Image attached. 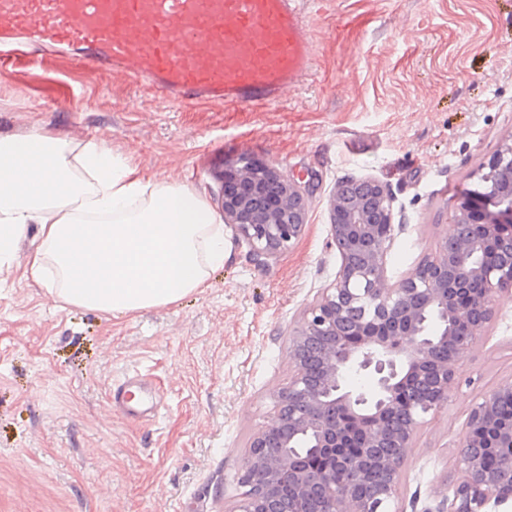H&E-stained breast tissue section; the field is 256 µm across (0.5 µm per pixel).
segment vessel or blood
<instances>
[{"label": "vessel or blood", "mask_w": 512, "mask_h": 512, "mask_svg": "<svg viewBox=\"0 0 512 512\" xmlns=\"http://www.w3.org/2000/svg\"><path fill=\"white\" fill-rule=\"evenodd\" d=\"M301 0H0V60L72 51L88 66L161 93L173 105L234 103L262 112L309 72ZM133 420L151 408L113 386Z\"/></svg>", "instance_id": "b4317fda"}]
</instances>
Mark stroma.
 <instances>
[{
  "mask_svg": "<svg viewBox=\"0 0 512 512\" xmlns=\"http://www.w3.org/2000/svg\"><path fill=\"white\" fill-rule=\"evenodd\" d=\"M314 64L265 112L176 107L61 54L0 79V137L38 132L80 152L91 140L220 209L216 173L250 155L310 202L302 235L260 265L226 230L224 265L179 303L112 317L49 296L27 271L38 225L0 273V512H234L254 432L292 374L289 331L334 281L327 210L338 181L387 184L406 224L388 254L408 276L450 234L459 194L512 136V0H303ZM424 415L395 512H431L459 477L472 406L512 380V295ZM146 378L158 403L135 421L109 389Z\"/></svg>",
  "mask_w": 512,
  "mask_h": 512,
  "instance_id": "obj_1",
  "label": "stroma"
}]
</instances>
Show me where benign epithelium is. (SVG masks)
I'll return each instance as SVG.
<instances>
[{
	"mask_svg": "<svg viewBox=\"0 0 512 512\" xmlns=\"http://www.w3.org/2000/svg\"><path fill=\"white\" fill-rule=\"evenodd\" d=\"M225 225L258 261L278 259L303 233L309 202L298 182L251 156L219 174ZM480 188L461 197L453 233L407 277L393 283L387 256L395 238L394 197L375 178L341 181L328 199L332 243L341 264L331 287L289 332L294 367L274 394V418L252 437L235 512H385L398 495L401 468L423 415L448 402L454 365L497 317L495 297L512 290V138L478 170ZM375 378L371 394L349 390L344 374ZM500 384L469 413L458 434L460 477L442 504L448 512H483L512 498V466L497 476L478 449L512 448V419ZM374 464L385 483L370 497L355 486ZM288 480L292 497L277 491Z\"/></svg>",
	"mask_w": 512,
	"mask_h": 512,
	"instance_id": "obj_1",
	"label": "benign epithelium"
}]
</instances>
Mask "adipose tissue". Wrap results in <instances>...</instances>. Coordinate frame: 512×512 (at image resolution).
Instances as JSON below:
<instances>
[{"label":"adipose tissue","instance_id":"obj_1","mask_svg":"<svg viewBox=\"0 0 512 512\" xmlns=\"http://www.w3.org/2000/svg\"><path fill=\"white\" fill-rule=\"evenodd\" d=\"M83 165L94 187L72 172L64 144L37 132L0 139V270L35 224L28 270L39 279L55 269L58 303L128 316L206 288L225 258L223 221L207 201L93 142Z\"/></svg>","mask_w":512,"mask_h":512}]
</instances>
